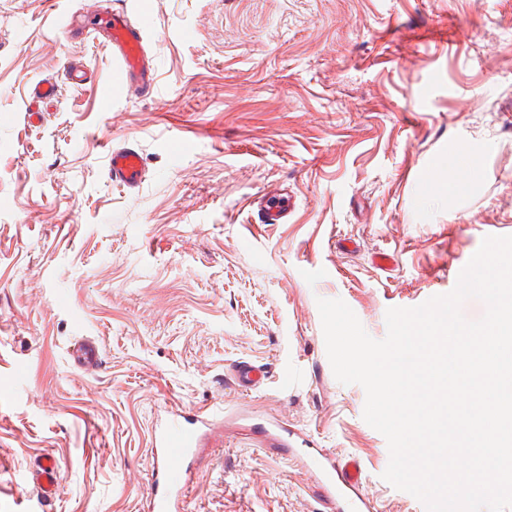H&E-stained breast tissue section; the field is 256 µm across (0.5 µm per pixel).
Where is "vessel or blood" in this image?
<instances>
[{
	"instance_id": "vessel-or-blood-1",
	"label": "vessel or blood",
	"mask_w": 512,
	"mask_h": 512,
	"mask_svg": "<svg viewBox=\"0 0 512 512\" xmlns=\"http://www.w3.org/2000/svg\"><path fill=\"white\" fill-rule=\"evenodd\" d=\"M83 30L102 36L104 44L119 61L126 77L137 79L141 90H150L154 75L143 47L141 26L131 24L125 16L108 9H94L81 16ZM144 161L140 150L125 144L108 150V176L113 184L127 189L139 188ZM292 208L287 194H265L258 203L263 223L284 224ZM75 367L86 373L96 371L100 363L95 341L82 339L69 349ZM224 419L218 406H203L184 412L171 406L169 416L153 437L156 466L153 470L148 512H180L187 486L185 464L193 458L202 436ZM263 436L277 447L287 449L291 458L302 461L303 468L315 470L322 485V512H368L369 500L363 491L361 464L358 459L334 462L319 455L301 458L292 448L288 430L276 418H268L261 427ZM33 485L38 494L50 495L61 485V476L52 455H45Z\"/></svg>"
}]
</instances>
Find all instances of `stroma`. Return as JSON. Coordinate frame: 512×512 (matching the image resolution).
Wrapping results in <instances>:
<instances>
[{
    "label": "stroma",
    "instance_id": "1",
    "mask_svg": "<svg viewBox=\"0 0 512 512\" xmlns=\"http://www.w3.org/2000/svg\"><path fill=\"white\" fill-rule=\"evenodd\" d=\"M148 17L156 88L113 87L82 0H0V512H147L156 419L218 404L182 512H315L320 487L258 446L256 412L356 457L374 512H425L383 478L362 386L339 383L318 299L365 331L451 292L512 235V0H109ZM86 63L71 84L63 57ZM56 98L31 121V83ZM139 147L136 191L109 147ZM470 151L473 192L435 193ZM292 191L287 223L255 199ZM95 339L96 372L68 348ZM268 370L241 393L231 369ZM59 493L31 484L44 453Z\"/></svg>",
    "mask_w": 512,
    "mask_h": 512
}]
</instances>
